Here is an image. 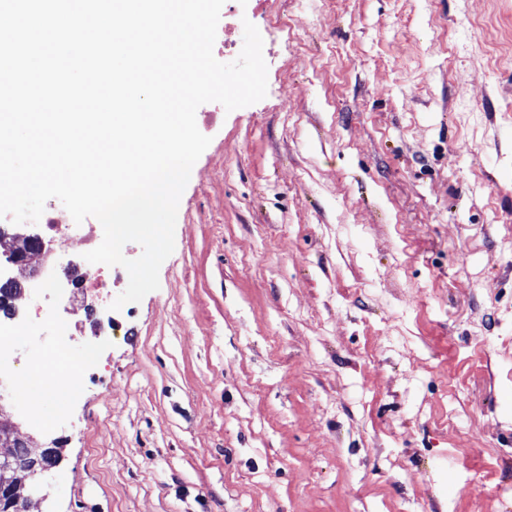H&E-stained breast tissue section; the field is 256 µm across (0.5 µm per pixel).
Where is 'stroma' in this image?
Instances as JSON below:
<instances>
[{"instance_id":"obj_1","label":"stroma","mask_w":512,"mask_h":512,"mask_svg":"<svg viewBox=\"0 0 512 512\" xmlns=\"http://www.w3.org/2000/svg\"><path fill=\"white\" fill-rule=\"evenodd\" d=\"M266 97L211 143L160 287L22 304L14 371L97 350L61 411L9 405L59 459L29 512H512V0H225Z\"/></svg>"}]
</instances>
